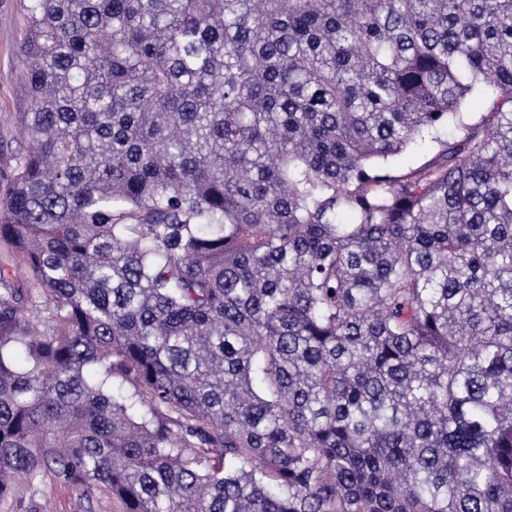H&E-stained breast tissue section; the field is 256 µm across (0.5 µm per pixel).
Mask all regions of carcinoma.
Wrapping results in <instances>:
<instances>
[{
	"label": "carcinoma",
	"mask_w": 512,
	"mask_h": 512,
	"mask_svg": "<svg viewBox=\"0 0 512 512\" xmlns=\"http://www.w3.org/2000/svg\"><path fill=\"white\" fill-rule=\"evenodd\" d=\"M21 23L1 499L51 472L123 512H512V0ZM493 99L494 95L489 88L467 99L462 106L464 119L471 123L478 122L489 111ZM433 140L435 139L426 137L422 143L411 145L399 156L389 158L387 166L396 173L405 172L432 160L441 148L440 143Z\"/></svg>",
	"instance_id": "1"
}]
</instances>
